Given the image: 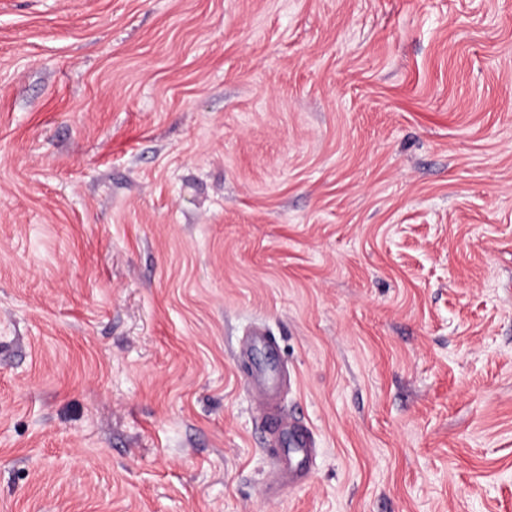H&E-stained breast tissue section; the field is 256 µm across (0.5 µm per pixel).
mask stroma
Instances as JSON below:
<instances>
[{
	"label": "stroma",
	"instance_id": "35a3bbf8",
	"mask_svg": "<svg viewBox=\"0 0 512 512\" xmlns=\"http://www.w3.org/2000/svg\"><path fill=\"white\" fill-rule=\"evenodd\" d=\"M0 512H512V0H0ZM247 384L262 400L260 410L275 446L281 436L287 435L286 448H267L277 475L288 484L301 482L316 459V448L307 428L286 427L276 412V402L284 385L282 374L270 370L259 371L247 378ZM294 454H298L299 458Z\"/></svg>",
	"mask_w": 512,
	"mask_h": 512
}]
</instances>
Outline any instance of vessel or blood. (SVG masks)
<instances>
[{
	"label": "vessel or blood",
	"mask_w": 512,
	"mask_h": 512,
	"mask_svg": "<svg viewBox=\"0 0 512 512\" xmlns=\"http://www.w3.org/2000/svg\"><path fill=\"white\" fill-rule=\"evenodd\" d=\"M247 384L261 399L260 409L273 440H286V447L269 451L279 478L289 483L301 482L316 459L313 436L302 427H286L276 411V402L284 385L282 374L265 370L251 374Z\"/></svg>",
	"instance_id": "obj_1"
}]
</instances>
